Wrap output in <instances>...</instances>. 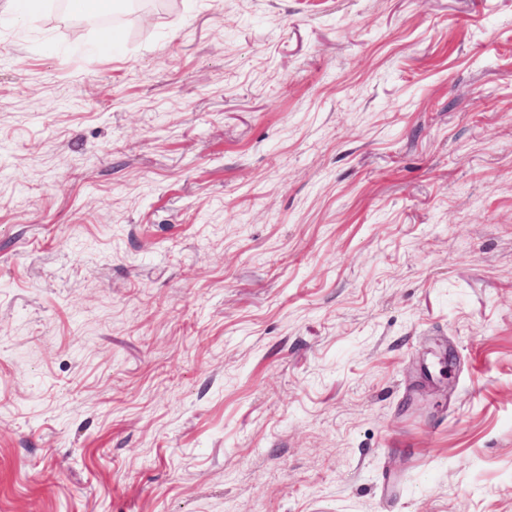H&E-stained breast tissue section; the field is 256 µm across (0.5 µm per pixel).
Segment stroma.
Masks as SVG:
<instances>
[{"mask_svg": "<svg viewBox=\"0 0 512 512\" xmlns=\"http://www.w3.org/2000/svg\"><path fill=\"white\" fill-rule=\"evenodd\" d=\"M0 0V512H512V0Z\"/></svg>", "mask_w": 512, "mask_h": 512, "instance_id": "stroma-1", "label": "stroma"}]
</instances>
